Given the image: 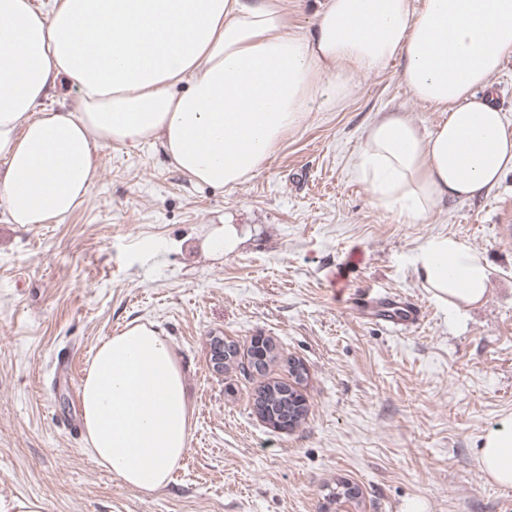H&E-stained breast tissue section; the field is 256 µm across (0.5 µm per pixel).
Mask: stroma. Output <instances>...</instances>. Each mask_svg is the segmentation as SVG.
<instances>
[{"label":"stroma","mask_w":512,"mask_h":512,"mask_svg":"<svg viewBox=\"0 0 512 512\" xmlns=\"http://www.w3.org/2000/svg\"><path fill=\"white\" fill-rule=\"evenodd\" d=\"M393 62L353 74L337 107L313 109L259 174L234 188L193 182L160 145L105 143L98 179L68 216L10 223L0 204V512H512V488L477 462L482 436L512 424V171L480 196L446 199L419 224L376 206L355 170L367 127L401 111L441 119ZM234 232L224 252L208 249ZM443 235L480 252L482 303L456 309L416 273ZM408 297L423 321L392 331L354 296ZM130 323L175 348L192 408L172 481L145 494L89 454L73 428L95 347ZM278 359L244 375L209 364L210 340ZM308 414L282 430L255 414L259 385L290 378ZM358 490L338 497L342 484Z\"/></svg>","instance_id":"stroma-1"}]
</instances>
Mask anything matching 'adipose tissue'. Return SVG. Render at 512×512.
Wrapping results in <instances>:
<instances>
[{"label": "adipose tissue", "mask_w": 512, "mask_h": 512, "mask_svg": "<svg viewBox=\"0 0 512 512\" xmlns=\"http://www.w3.org/2000/svg\"><path fill=\"white\" fill-rule=\"evenodd\" d=\"M289 0H0V204L12 223L70 214L97 179L101 144L159 142L198 184L232 188L264 169L315 105H340L347 72L402 63L418 101L442 112L421 133L400 112L372 122L357 168L375 204L423 222L512 171V133L481 89L512 54V0H326L312 36ZM75 109L48 108L51 89ZM433 297L474 305L488 269L437 236L416 258ZM95 460L151 493L183 460L191 412L176 353L135 323L96 347L80 395ZM478 461L512 487V425L489 430Z\"/></svg>", "instance_id": "obj_1"}]
</instances>
